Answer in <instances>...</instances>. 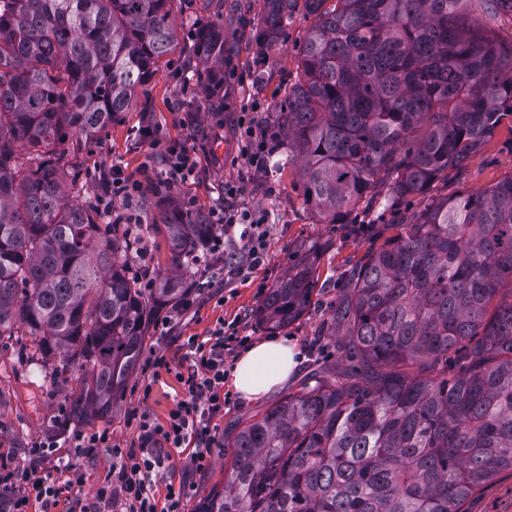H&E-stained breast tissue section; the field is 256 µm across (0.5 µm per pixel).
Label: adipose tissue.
I'll list each match as a JSON object with an SVG mask.
<instances>
[{"mask_svg": "<svg viewBox=\"0 0 512 512\" xmlns=\"http://www.w3.org/2000/svg\"><path fill=\"white\" fill-rule=\"evenodd\" d=\"M295 367V350L287 340H262L240 355L232 384L243 398L257 399L287 382Z\"/></svg>", "mask_w": 512, "mask_h": 512, "instance_id": "obj_1", "label": "adipose tissue"}]
</instances>
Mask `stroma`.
Masks as SVG:
<instances>
[{
    "label": "stroma",
    "instance_id": "obj_1",
    "mask_svg": "<svg viewBox=\"0 0 512 512\" xmlns=\"http://www.w3.org/2000/svg\"><path fill=\"white\" fill-rule=\"evenodd\" d=\"M263 7V0H171V18L179 39L161 59L152 82L97 139L71 136L61 149L75 163L65 175L70 190L80 191L87 200L105 190L116 165L141 183L137 210L142 225L138 254L130 267L135 276L155 277L168 263L165 238L151 225L153 204L162 195L206 215L240 204L264 213L268 232L264 264L253 267L243 242L234 237L224 243L234 275L207 277L201 267L192 266L184 275L185 283L193 287L192 308L182 314L176 304H169L163 310L171 319L167 330L148 328L123 396L104 419L76 423L65 418L66 397L78 390L83 379L79 364L58 374L54 362L29 360L26 347L30 337L0 342V465H32L38 475L54 476V461H33L29 450L58 424L69 435L107 429L121 446L137 443L141 416L165 423L175 399L182 394L179 377L189 368L184 359L187 338H208L224 323L237 325L241 335L255 342L269 337V330L255 318L256 309L294 257L315 251L318 261L312 304L279 332L299 351L298 365L288 382L256 400L244 399L232 384H225L228 399L223 414L214 420L217 440L210 450L209 467L194 472L184 455L176 453L157 477L156 501H164L168 485H183L187 488L184 512H196L211 487L224 481L223 437L234 422L296 392L318 369L334 363L329 305L336 298L338 285L360 260L395 235L398 225L412 221L432 199L482 191L512 174V118H508L470 158L463 172L447 171L429 194L407 197L393 207L378 203L369 208L356 206L340 224L323 221L304 203L299 162L286 140H279L264 170L250 167L240 155L238 120L244 106L260 101L262 109L252 113L253 123L258 128H273V112L300 77L302 46L314 22L303 0H296L276 47L262 51L256 45V24ZM219 18L224 21V43L232 58L224 69V87L216 95L193 76L187 62L197 28ZM150 139L163 149L176 146L191 152L195 173L187 183L169 181L162 158L148 159L146 142ZM231 180L243 183L239 199L224 195V184ZM158 356L165 358V367L150 366V359ZM465 509L512 512V470L491 478L466 502Z\"/></svg>",
    "mask_w": 512,
    "mask_h": 512
}]
</instances>
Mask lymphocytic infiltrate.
I'll return each mask as SVG.
<instances>
[{
    "instance_id": "lymphocytic-infiltrate-1",
    "label": "lymphocytic infiltrate",
    "mask_w": 512,
    "mask_h": 512,
    "mask_svg": "<svg viewBox=\"0 0 512 512\" xmlns=\"http://www.w3.org/2000/svg\"><path fill=\"white\" fill-rule=\"evenodd\" d=\"M225 235L240 234L253 263H260L267 253L264 218L249 210L228 211L220 218ZM248 337L235 326L219 327L208 342L188 339L185 359L191 371L183 379L184 392L169 413L166 424L142 417L138 448L113 444L109 430L80 434L71 446L81 459H93L100 453L112 457V481L101 485L91 498H83L82 472L72 465L59 467L53 479L38 477L16 466L0 473V506L5 512H26L30 500H38L42 512H52L63 494H70L71 512H101L100 505L120 499L125 512H184L185 491L169 488L165 509H158L153 492L154 478L170 461V451L187 445L195 450L189 465L196 471L209 466L207 450L215 441L211 422L224 410V353L246 346Z\"/></svg>"
}]
</instances>
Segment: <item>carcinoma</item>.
<instances>
[{"mask_svg":"<svg viewBox=\"0 0 512 512\" xmlns=\"http://www.w3.org/2000/svg\"><path fill=\"white\" fill-rule=\"evenodd\" d=\"M0 340L80 361L67 415L123 396L152 313L183 299L179 272L216 225L162 196L153 227L171 273L128 276L135 240L69 195L70 133L93 138L133 103L178 41L169 0H0ZM258 48L295 0H265ZM302 73L273 113L300 161L304 202L329 224L362 203L427 194L512 117V41L480 16L512 0H304ZM224 21L196 33L192 69L224 84ZM317 266L295 260L256 312L278 330L310 307ZM512 175L433 200L369 252L330 305L353 363L306 383L224 437V483L199 512H465L512 470ZM453 350L448 378L425 371ZM418 372H411V368Z\"/></svg>","mask_w":512,"mask_h":512,"instance_id":"cac0c4a2","label":"carcinoma"}]
</instances>
